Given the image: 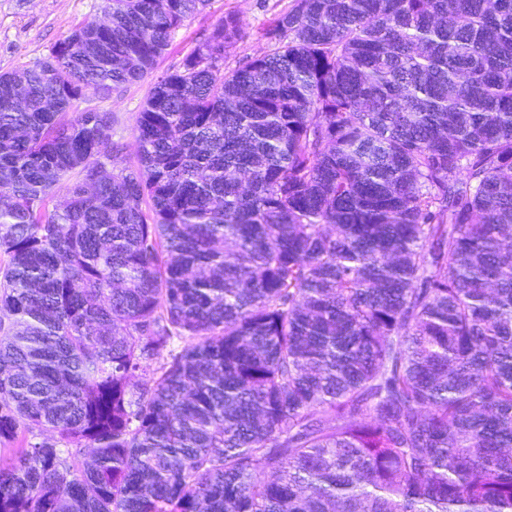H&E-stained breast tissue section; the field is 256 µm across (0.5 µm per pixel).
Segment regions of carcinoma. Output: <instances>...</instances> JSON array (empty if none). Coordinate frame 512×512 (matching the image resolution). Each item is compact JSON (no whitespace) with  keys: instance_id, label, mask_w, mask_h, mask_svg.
Here are the masks:
<instances>
[{"instance_id":"obj_1","label":"carcinoma","mask_w":512,"mask_h":512,"mask_svg":"<svg viewBox=\"0 0 512 512\" xmlns=\"http://www.w3.org/2000/svg\"><path fill=\"white\" fill-rule=\"evenodd\" d=\"M108 2L0 73V512H512V0L228 12L134 165L209 0ZM291 0H210L206 8L172 34L170 44L158 61L155 72L144 82L130 85L112 94L107 100L99 99L88 91L79 104L78 111L107 110L114 116L111 142L122 148L120 155L126 161H134L137 142L136 126L146 101L151 82L168 70L177 67L184 56L190 53L212 30L213 26L228 12L236 13L243 24V36L231 50L224 68H234L257 56L269 54L274 43L261 37L259 31L274 14L288 7Z\"/></svg>"}]
</instances>
